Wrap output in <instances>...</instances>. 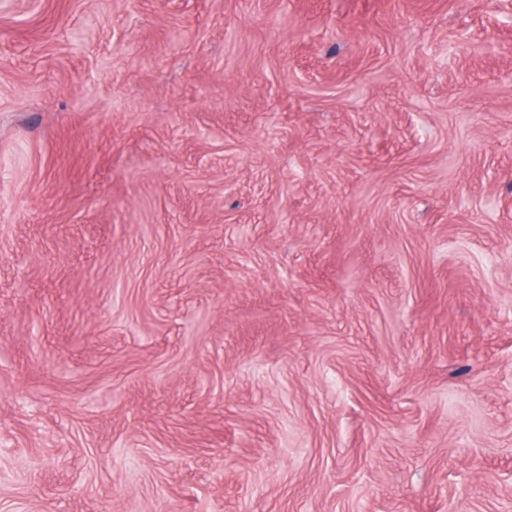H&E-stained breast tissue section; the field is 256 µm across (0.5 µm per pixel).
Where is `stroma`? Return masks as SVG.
I'll use <instances>...</instances> for the list:
<instances>
[{
	"label": "stroma",
	"mask_w": 512,
	"mask_h": 512,
	"mask_svg": "<svg viewBox=\"0 0 512 512\" xmlns=\"http://www.w3.org/2000/svg\"><path fill=\"white\" fill-rule=\"evenodd\" d=\"M512 0H0V512H512Z\"/></svg>",
	"instance_id": "1"
}]
</instances>
